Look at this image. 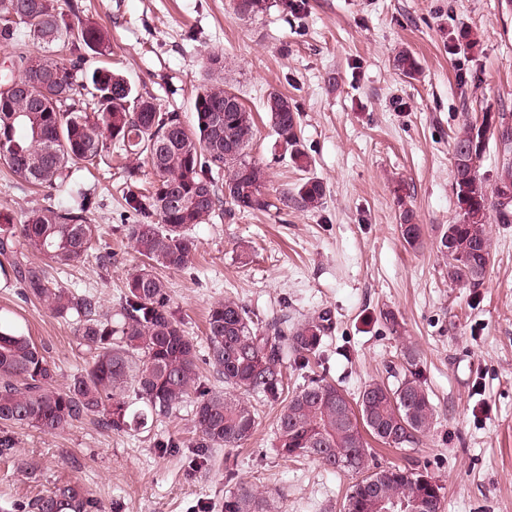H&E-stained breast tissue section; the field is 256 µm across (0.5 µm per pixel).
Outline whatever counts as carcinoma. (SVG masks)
<instances>
[{"label": "carcinoma", "instance_id": "cac0c4a2", "mask_svg": "<svg viewBox=\"0 0 512 512\" xmlns=\"http://www.w3.org/2000/svg\"><path fill=\"white\" fill-rule=\"evenodd\" d=\"M269 0H233L239 18L267 11ZM20 30L52 51H21L16 70L0 74V86L17 77L29 95L48 102L47 111L27 107L26 99L0 93V163L32 185L62 187L81 164L96 167L112 146L147 160L149 189L131 195L132 223L124 237L143 258L129 274L119 313L90 291L65 286L47 268L62 270L88 257L93 202L85 194L73 207L48 202L21 216L0 211V271L11 272L22 295L42 302L55 316L76 325L86 366L65 387L56 367L32 337L17 325L0 322V423L52 433L93 420L116 434L162 423L194 399L193 424L200 448L240 447L251 439L258 402L279 408L274 438L278 454L312 457L331 470L357 476L343 512H375L378 502L410 512H444L443 487L421 482L424 471L400 466L371 467L370 441L405 450L419 442L436 420L430 395L415 371L416 349L404 352L406 374L391 389L378 381L364 385L356 401L325 378L289 391L285 369H307L321 354L329 329L326 311L301 322L255 321L239 303L217 301L208 311L204 344L208 363L224 382L210 388L200 375L198 342L189 336L173 308L158 270H183L198 241L192 229L207 224L224 205L229 214L265 211L266 170L248 148L255 120L224 77V56L207 58L203 83L193 102L188 127L177 112H162L154 98L139 93L111 68L86 67L85 53L110 48L105 30L82 19L75 0H0V40ZM394 69L412 77L416 59L402 50ZM276 141L302 171L312 158L302 141L300 113L288 96L273 90L265 101ZM497 137L503 154L512 153V126L502 112L464 121L453 143L452 193L458 219L438 227L433 245L448 267V281L464 288L484 284L491 259L488 224H512V160L503 163L489 186L479 173L488 140ZM325 184L300 179L282 194L283 204L313 210L323 204ZM399 228L405 244L423 246L414 211L403 208ZM39 262L23 263L26 255ZM19 512H99L96 499L70 481L18 506ZM224 512H288L280 499L240 484L224 496Z\"/></svg>", "mask_w": 512, "mask_h": 512}]
</instances>
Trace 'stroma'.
Segmentation results:
<instances>
[{
	"label": "stroma",
	"instance_id": "stroma-1",
	"mask_svg": "<svg viewBox=\"0 0 512 512\" xmlns=\"http://www.w3.org/2000/svg\"><path fill=\"white\" fill-rule=\"evenodd\" d=\"M83 18L105 27L111 54H88L89 66L119 70L164 112L193 123L204 64L223 54L226 78L256 115L249 155L264 165L266 212L219 215L194 227L199 251L183 270L165 272L173 306L190 336L203 339L211 304L231 299L251 316L286 313L300 321L330 311L320 370L350 398L377 379L397 386L402 352L417 350V370L436 422L413 448L378 450L379 466L426 468L444 488L445 512H512V224H489L491 262L484 284H450L431 242L434 228L456 221L452 147L463 114L512 117V0H305L300 11L269 0L253 19L234 16L231 0H78ZM477 41L450 50L457 30ZM419 64L411 78L393 67L400 50ZM288 95L301 117L323 181L322 207L280 204L302 174L282 156L263 109L270 91ZM136 168L124 180L123 167ZM151 179L143 160L113 156L93 171L75 169L65 189L38 191L0 164V210L22 214L53 201L92 198L95 257L58 273L62 283L118 307L125 279L138 264L119 230L125 196ZM424 227V248L403 242L393 190ZM392 311L391 333L380 318ZM0 317L20 323L57 368L59 385L85 366L73 325L39 301L24 298L0 274ZM276 409L262 407L259 425L239 448H211L199 466L193 406L184 404L152 430L115 434L89 420L47 433L0 426L15 444L0 457V512L66 481L86 487L102 512H222L238 481L283 496L288 512H340L351 473L288 459L272 446ZM184 441L161 454L157 438Z\"/></svg>",
	"mask_w": 512,
	"mask_h": 512
}]
</instances>
